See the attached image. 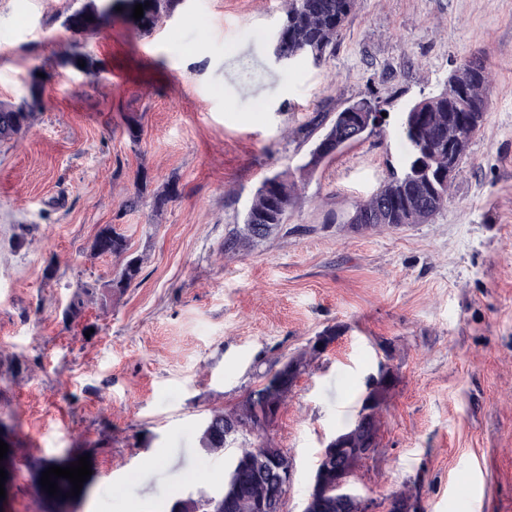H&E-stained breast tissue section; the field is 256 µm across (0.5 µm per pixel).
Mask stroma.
<instances>
[{
    "instance_id": "1",
    "label": "stroma",
    "mask_w": 512,
    "mask_h": 512,
    "mask_svg": "<svg viewBox=\"0 0 512 512\" xmlns=\"http://www.w3.org/2000/svg\"><path fill=\"white\" fill-rule=\"evenodd\" d=\"M85 2L0 0V102L27 97L33 66L47 75L31 127L0 141V411L46 457L88 456L75 512H166L218 492L229 456L200 450L201 421L334 324L342 335L266 430L293 470L285 512H302L321 448L383 363L397 379L359 495L512 512V0H357L326 63L287 67L273 53L286 0H181L152 34L117 15L79 36L64 21ZM75 50L102 60L98 78L64 66ZM473 53L489 110L445 208L348 232L405 162L399 112ZM371 94L380 132L300 177L311 119ZM275 173L299 186L283 232L224 253ZM105 224L143 257L141 276L68 325L78 282L121 265L90 251Z\"/></svg>"
}]
</instances>
